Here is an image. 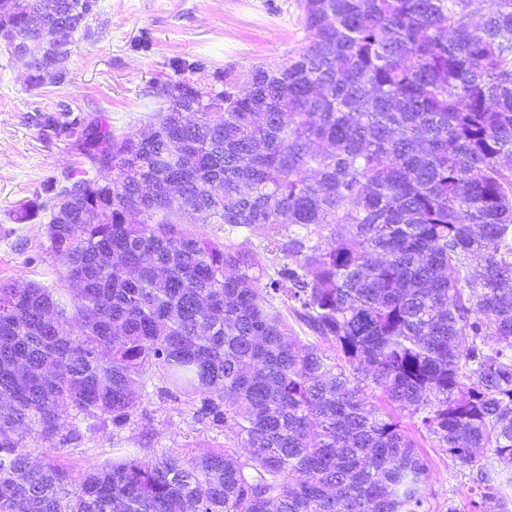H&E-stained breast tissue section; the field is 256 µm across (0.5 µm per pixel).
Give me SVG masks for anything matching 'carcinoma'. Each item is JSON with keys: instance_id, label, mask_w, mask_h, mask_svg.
<instances>
[{"instance_id": "cac0c4a2", "label": "carcinoma", "mask_w": 512, "mask_h": 512, "mask_svg": "<svg viewBox=\"0 0 512 512\" xmlns=\"http://www.w3.org/2000/svg\"><path fill=\"white\" fill-rule=\"evenodd\" d=\"M97 7L0 0L28 88L65 81ZM301 8L307 47L244 83L171 58L148 136L64 99L38 116L84 168L17 220L50 213L80 285L0 282V512H430L422 440L474 472L468 512H512V0ZM39 27L64 38L35 53ZM179 212L263 228L287 262L271 275ZM149 386L208 429L242 423L222 448L80 481L20 446L72 410L119 434Z\"/></svg>"}]
</instances>
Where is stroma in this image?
Here are the masks:
<instances>
[{"label":"stroma","instance_id":"stroma-1","mask_svg":"<svg viewBox=\"0 0 512 512\" xmlns=\"http://www.w3.org/2000/svg\"><path fill=\"white\" fill-rule=\"evenodd\" d=\"M91 37H77L65 83L27 89L22 66L9 63L0 47V281L23 287L53 286L64 264L49 250L47 214L21 222L23 204L45 197L51 178L78 170L81 158L74 138L40 130L31 117L67 98L75 114L106 119L116 133H146L163 108L147 96L150 83L164 80L174 56H202L247 80L253 67H273L296 55L307 43L300 0H99ZM149 50H141V41ZM39 462L56 460L73 478L105 463L118 451L164 448L193 456L201 448L220 447L223 433L193 423L188 403L160 398L148 390L135 426L114 438L111 428L71 442L24 438ZM431 468V512L465 507L470 471L439 450L424 448Z\"/></svg>","mask_w":512,"mask_h":512}]
</instances>
